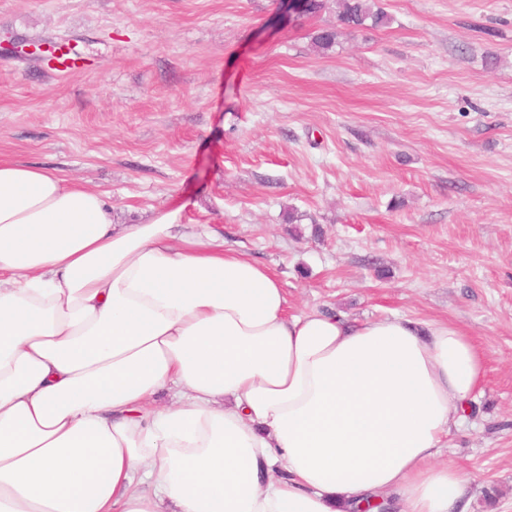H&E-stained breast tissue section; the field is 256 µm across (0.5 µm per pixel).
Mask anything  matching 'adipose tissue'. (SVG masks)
Returning <instances> with one entry per match:
<instances>
[{
	"instance_id": "adipose-tissue-1",
	"label": "adipose tissue",
	"mask_w": 512,
	"mask_h": 512,
	"mask_svg": "<svg viewBox=\"0 0 512 512\" xmlns=\"http://www.w3.org/2000/svg\"><path fill=\"white\" fill-rule=\"evenodd\" d=\"M288 308L181 208L116 224L0 160V512H464L440 456L486 378L472 338Z\"/></svg>"
}]
</instances>
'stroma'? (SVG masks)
I'll use <instances>...</instances> for the list:
<instances>
[{
  "label": "stroma",
  "mask_w": 512,
  "mask_h": 512,
  "mask_svg": "<svg viewBox=\"0 0 512 512\" xmlns=\"http://www.w3.org/2000/svg\"><path fill=\"white\" fill-rule=\"evenodd\" d=\"M313 44L282 0H0V160L182 207L292 311L435 320L486 382L446 457L466 512H512V0H375ZM78 67L54 70L53 49ZM372 2V0H343L338 14L339 22L350 28L363 27L368 20L373 27L386 24L387 14L380 9L374 10Z\"/></svg>",
  "instance_id": "obj_1"
}]
</instances>
